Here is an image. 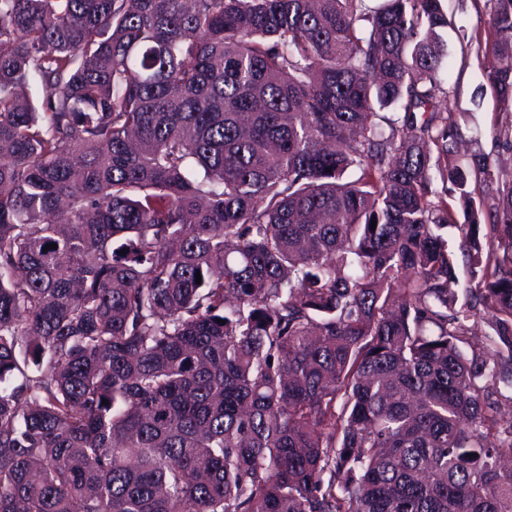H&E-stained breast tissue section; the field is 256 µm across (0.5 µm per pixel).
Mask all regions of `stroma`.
I'll return each mask as SVG.
<instances>
[{"mask_svg": "<svg viewBox=\"0 0 512 512\" xmlns=\"http://www.w3.org/2000/svg\"><path fill=\"white\" fill-rule=\"evenodd\" d=\"M450 25L443 33L448 46V114L459 128V151L486 156L493 178L471 183L477 195L495 199L512 187V148L504 143L512 127V109L500 103L483 72L482 51L491 41L488 0H442Z\"/></svg>", "mask_w": 512, "mask_h": 512, "instance_id": "1", "label": "stroma"}]
</instances>
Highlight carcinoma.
I'll return each mask as SVG.
<instances>
[{"mask_svg":"<svg viewBox=\"0 0 512 512\" xmlns=\"http://www.w3.org/2000/svg\"><path fill=\"white\" fill-rule=\"evenodd\" d=\"M447 27L0 0V512H512V188L453 155Z\"/></svg>","mask_w":512,"mask_h":512,"instance_id":"obj_1","label":"carcinoma"}]
</instances>
